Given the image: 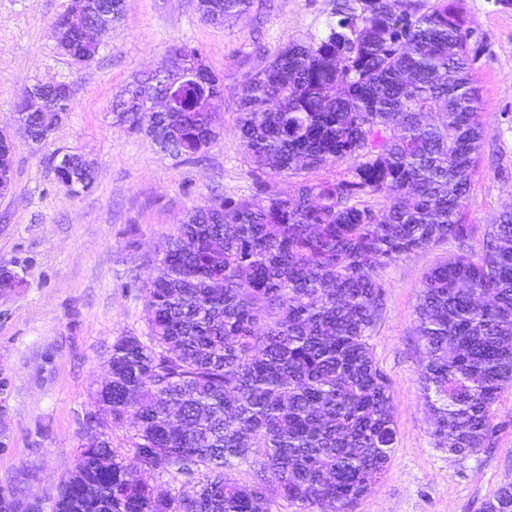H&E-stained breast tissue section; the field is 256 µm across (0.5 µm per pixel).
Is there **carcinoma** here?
Wrapping results in <instances>:
<instances>
[{"mask_svg":"<svg viewBox=\"0 0 512 512\" xmlns=\"http://www.w3.org/2000/svg\"><path fill=\"white\" fill-rule=\"evenodd\" d=\"M252 0H206L203 20L247 13ZM323 35L288 45L247 83L237 117L252 171L297 179L214 212L203 203L167 236L141 286L143 336L118 337L98 421L125 428L129 452L81 445L55 512H354L387 471L397 440L387 377L369 340L379 272L410 253L468 237L464 208L482 147L480 97L456 0L420 13L395 0H344ZM193 62L186 44L169 64ZM160 90L138 80L113 111L169 156L217 143L223 117L146 112ZM328 162L342 178L302 177ZM58 182L90 189L79 154ZM389 204L375 209L368 198ZM421 386L435 446L490 447L492 406L512 387V206L488 225L481 254L429 270L416 307ZM247 467L250 482L226 470ZM169 475L160 490L148 478ZM486 512H512V487Z\"/></svg>","mask_w":512,"mask_h":512,"instance_id":"obj_1","label":"carcinoma"}]
</instances>
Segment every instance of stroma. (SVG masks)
<instances>
[{
    "label": "stroma",
    "instance_id": "1",
    "mask_svg": "<svg viewBox=\"0 0 512 512\" xmlns=\"http://www.w3.org/2000/svg\"><path fill=\"white\" fill-rule=\"evenodd\" d=\"M341 0H253L249 12L216 27L197 0H126L122 22L101 37L96 59L75 65L58 49L56 17L69 0H0V131L16 129V106L38 80L72 88L69 112L44 145L16 138L14 185L0 197V264L22 283L0 297V482L35 465L30 487L42 512L73 470L90 429L108 352L121 336L143 335L144 261L191 208L222 195L256 193L261 181L243 158L237 117L243 89L289 43L320 34ZM476 60L483 145L465 207L462 245H437L380 272L384 305L370 338L387 376L398 435L388 470L355 512H484L512 486V389L493 407L501 430L491 449L460 458L436 448L419 375L415 308L427 272L451 255L480 253L489 224L512 205V0H461ZM198 48L224 79L214 101L224 115L216 145L194 157L159 152L112 110L132 82L165 66L176 44ZM90 159L94 185L74 193L49 159Z\"/></svg>",
    "mask_w": 512,
    "mask_h": 512
}]
</instances>
